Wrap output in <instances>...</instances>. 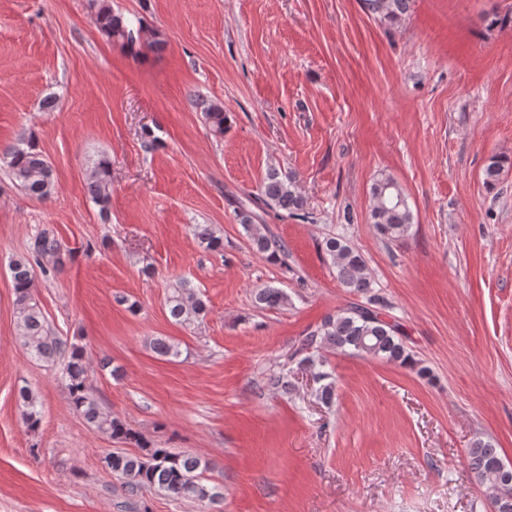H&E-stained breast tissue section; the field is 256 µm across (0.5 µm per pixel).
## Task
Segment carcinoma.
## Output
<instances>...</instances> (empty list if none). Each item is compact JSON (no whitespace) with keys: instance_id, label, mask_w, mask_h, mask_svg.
<instances>
[{"instance_id":"obj_1","label":"carcinoma","mask_w":512,"mask_h":512,"mask_svg":"<svg viewBox=\"0 0 512 512\" xmlns=\"http://www.w3.org/2000/svg\"><path fill=\"white\" fill-rule=\"evenodd\" d=\"M411 0H364L367 11L381 19L394 21L410 10ZM98 27L108 37L120 42L122 47L134 50L133 29L123 16L112 13L110 6L101 4L96 13ZM203 117L215 136H223L227 124L224 107L218 104L203 106ZM9 175L14 183L28 195L46 200L55 189L50 163L31 144H16L3 152ZM92 201L105 215L110 212L112 180L108 159L101 157L95 165L87 183ZM370 218L378 233L395 241L404 238L413 224V214L406 196L398 183L389 176L378 178L371 186ZM258 200L270 209L294 215L304 207V197L298 191L296 180L278 169L267 171ZM250 247L269 259H278L286 254L283 241L269 236L255 224L256 214L243 207L236 213ZM193 235L206 250H217L222 241L209 224H196ZM321 250L329 261L336 280L348 293L367 294L372 288L367 262L359 249L344 237L330 235L323 239ZM64 265L63 253L58 240L50 233L38 234L29 246L28 255L11 263V278L15 290L17 326L24 345L41 360H65L63 377L67 382L72 408L96 431L112 438L141 444L138 434L105 411L97 396L87 385V367L83 347L70 343L56 335L49 327L32 288L34 267L42 272L57 271ZM287 294L280 288L265 287L256 291L254 301L259 308H276L287 302ZM378 298L370 297L365 304L352 303L326 315L315 327L307 330L299 339L289 361L299 360L313 368H320L316 377L321 381L319 398L325 404L333 401L336 384L331 374L321 370L324 366L322 351L340 350L352 355L397 362L411 368L419 366L403 341L400 324L381 316L375 308ZM170 317L178 324L190 326L202 321L207 315L205 301L188 281L180 279L173 285L166 298ZM152 349L163 357L176 358L178 346L166 339L156 338ZM23 406V423L28 429L40 424V412L28 388L19 390ZM144 455L129 454L115 448L104 457L106 467L123 480L127 490L134 494L144 488L164 493L177 500H192L213 503L224 497L217 488L205 482L202 462L199 457L186 452H175L170 448L146 445ZM502 459L488 441L474 442L469 451V465L477 480L491 494L494 512H512V470L501 469Z\"/></svg>"}]
</instances>
